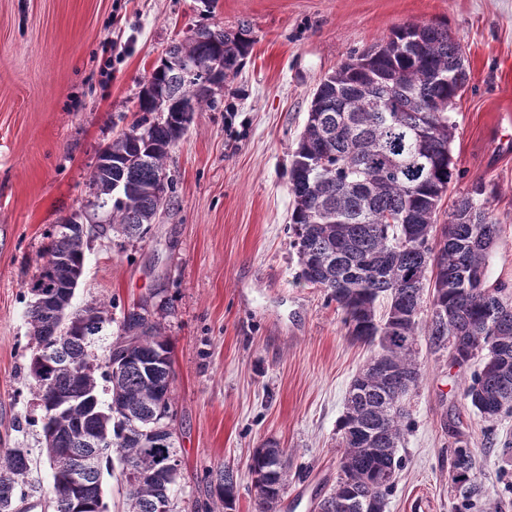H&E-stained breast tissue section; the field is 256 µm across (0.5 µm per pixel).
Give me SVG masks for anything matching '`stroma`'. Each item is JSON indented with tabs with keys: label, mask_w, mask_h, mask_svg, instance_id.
<instances>
[{
	"label": "stroma",
	"mask_w": 512,
	"mask_h": 512,
	"mask_svg": "<svg viewBox=\"0 0 512 512\" xmlns=\"http://www.w3.org/2000/svg\"><path fill=\"white\" fill-rule=\"evenodd\" d=\"M242 22L255 44L233 112L194 113L166 162L175 205L145 239L88 225L73 299L117 318L154 298L174 345L176 512H219L205 471L220 465L238 473V512H256L247 464L269 440L290 462L279 512H314L336 482L338 421L370 349L300 277L288 167L320 81L396 27L444 22L464 48L459 176L438 220L475 184L491 188L502 231L487 277L512 289V0H0V451L32 459L22 512H52L24 285L53 225L88 199L100 151L134 120L165 49L197 24ZM418 350L423 377L406 400L412 425L385 512H457L459 447L472 449L484 488L472 512H512V414L488 421L464 400L478 361L452 365L423 341Z\"/></svg>",
	"instance_id": "obj_1"
}]
</instances>
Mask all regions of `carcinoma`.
<instances>
[{"instance_id":"carcinoma-1","label":"carcinoma","mask_w":512,"mask_h":512,"mask_svg":"<svg viewBox=\"0 0 512 512\" xmlns=\"http://www.w3.org/2000/svg\"><path fill=\"white\" fill-rule=\"evenodd\" d=\"M253 44L245 23L235 30L199 24L166 49L167 60L140 92L139 117L103 149L112 165L96 166L89 177L91 204L112 232L143 239L174 205L173 180L158 189L169 153L193 113L233 111L226 92ZM183 58L209 66L192 79L179 65ZM355 58L361 64L345 62L319 83L288 169L294 199L288 234L300 276L336 303L347 335L373 348L338 422L336 485L316 512H384L395 484L379 475L401 468L397 451L410 416L405 401L422 378L419 336L454 364L481 359L464 397L482 418L512 413V293L487 284L486 261L501 224L489 210L486 186L460 195L448 223H437L458 177L451 143L454 105L468 80L462 46L446 23H413ZM87 249L85 236L55 225L44 250L54 261L27 283L35 341L28 375L42 410L46 462L67 466L97 456L81 496L70 494L64 471L50 469L53 512H107L105 461L153 468L178 453L174 442L154 447L130 436L134 422L174 420L172 343L135 307L118 322L102 305L73 308ZM49 287L57 290V306L35 305L32 295ZM112 324L102 365L92 346ZM148 358L169 372L150 375ZM102 368L108 401L99 391ZM30 470L26 449L0 454V512H19L18 489ZM248 472L260 486L257 512H277L288 485L284 449L275 441L253 449ZM180 477L126 491L128 512H159L160 501L175 512ZM450 477L463 494L461 506L481 494L469 449H453ZM209 488L222 512H236L232 471H218Z\"/></svg>"}]
</instances>
